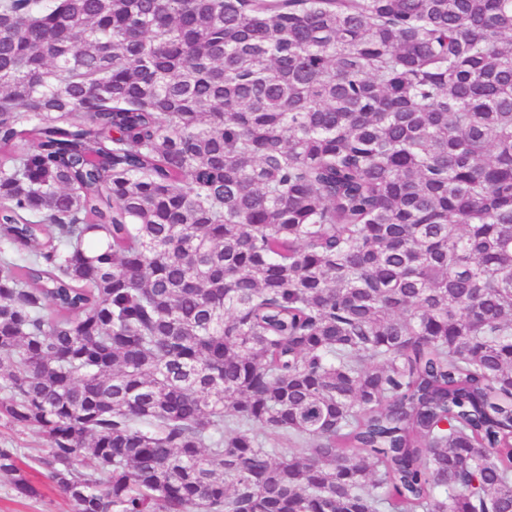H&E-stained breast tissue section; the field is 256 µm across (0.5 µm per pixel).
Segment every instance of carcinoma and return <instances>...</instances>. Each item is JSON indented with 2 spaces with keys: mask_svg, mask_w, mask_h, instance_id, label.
I'll use <instances>...</instances> for the list:
<instances>
[{
  "mask_svg": "<svg viewBox=\"0 0 512 512\" xmlns=\"http://www.w3.org/2000/svg\"><path fill=\"white\" fill-rule=\"evenodd\" d=\"M0 389L70 512H512V0H0Z\"/></svg>",
  "mask_w": 512,
  "mask_h": 512,
  "instance_id": "cac0c4a2",
  "label": "carcinoma"
}]
</instances>
